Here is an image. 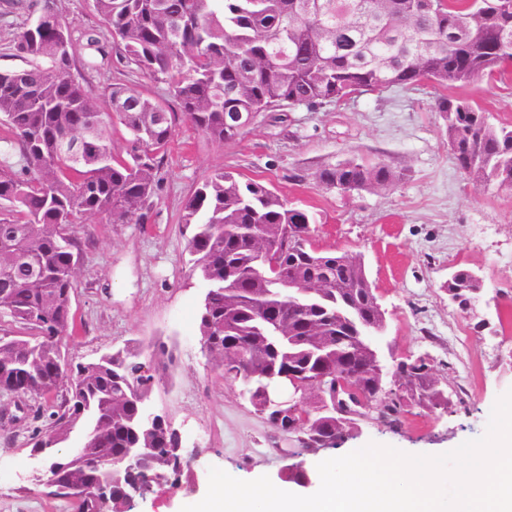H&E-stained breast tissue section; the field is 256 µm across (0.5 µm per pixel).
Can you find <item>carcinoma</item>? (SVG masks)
Wrapping results in <instances>:
<instances>
[{"instance_id":"cac0c4a2","label":"carcinoma","mask_w":512,"mask_h":512,"mask_svg":"<svg viewBox=\"0 0 512 512\" xmlns=\"http://www.w3.org/2000/svg\"><path fill=\"white\" fill-rule=\"evenodd\" d=\"M503 2L94 0L127 63L165 85L178 114L126 85L86 90L72 75L69 28L45 2L40 28L25 27L14 42L29 67L0 71V139L17 157L0 161V315L20 328L0 334V395L53 400L50 427L32 437V451H54L51 496L76 512H131L134 487L176 490L191 476L167 423L146 416L160 371L155 349L134 341L87 363L65 359L90 245L83 220L140 223L176 116L220 145L263 112L502 76L512 64V9ZM434 109L456 166L511 190L512 123L492 124L460 96L439 95ZM117 123L130 135L124 157L112 151ZM405 176L352 155L322 166L315 180L362 192ZM315 223L316 214L230 171L185 200L191 271L206 288L201 344L224 381L301 448H334L363 419L392 427L413 409L454 404L429 360L391 371L361 339L386 325L385 312L362 255L317 246ZM271 247L274 270L265 260ZM445 290L462 311L482 283L458 269ZM283 370L312 387L316 405L288 417L268 404L265 387Z\"/></svg>"}]
</instances>
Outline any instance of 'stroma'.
Listing matches in <instances>:
<instances>
[{
  "label": "stroma",
  "instance_id": "stroma-1",
  "mask_svg": "<svg viewBox=\"0 0 512 512\" xmlns=\"http://www.w3.org/2000/svg\"><path fill=\"white\" fill-rule=\"evenodd\" d=\"M42 6V0H0V70L27 68L14 41ZM54 7L72 35L73 71L88 89L122 83L165 97L164 86L113 48L93 0H55ZM88 30L109 47L89 70L82 66L89 56L83 39ZM460 93L490 112L493 122L512 123V73L476 81ZM436 95L424 83L312 111L265 112L245 134L221 145L178 122L142 222H87L91 245L75 290L76 334L68 358L85 363L131 340L163 347L167 370L149 405L197 456L194 491L148 496L133 512H180L206 495L213 467L242 480L266 475L280 487L297 461L308 468L371 442L408 454H442L483 434L497 398L512 389V317L492 305L462 314L444 285L453 270L468 268L483 277L488 297H512V190L475 183L457 168L445 122L433 108ZM350 155L384 160L409 176L389 190L352 194L315 182L318 168ZM222 169L269 183L290 204L315 213L321 247L361 254L386 311L379 340L384 365L428 357L444 387L461 392L463 405L407 415L398 430L364 420L341 447L299 450L237 386L224 382L200 342L205 288L186 264L183 224L186 197ZM15 412L0 399V512H76L32 480L38 462L31 436L48 427V404L26 398V420L16 426L10 422Z\"/></svg>",
  "mask_w": 512,
  "mask_h": 512
}]
</instances>
